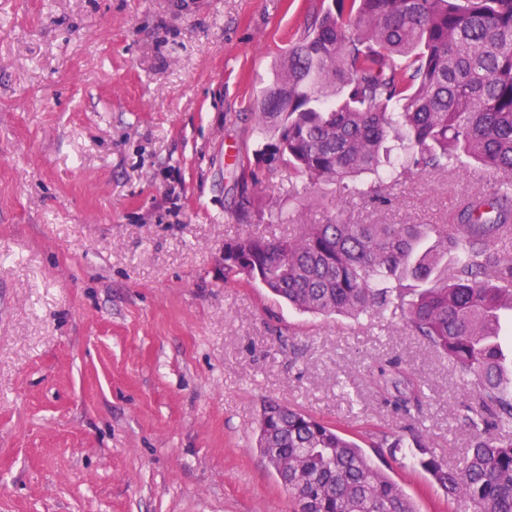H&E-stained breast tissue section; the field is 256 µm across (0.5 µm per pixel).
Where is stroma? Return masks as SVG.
Returning <instances> with one entry per match:
<instances>
[{"label": "stroma", "mask_w": 512, "mask_h": 512, "mask_svg": "<svg viewBox=\"0 0 512 512\" xmlns=\"http://www.w3.org/2000/svg\"><path fill=\"white\" fill-rule=\"evenodd\" d=\"M320 0H0V512H292L257 446L277 401L347 429L417 512H460L417 463L376 449L410 419L378 366L425 393L421 426L455 465L469 390L385 317L304 314L224 279L243 118ZM302 224H447L494 187L430 170L384 202L260 169ZM389 369H387L384 366H380L377 373L376 378V384L377 385H387L389 382V376L398 375L402 379L397 381H392L394 383V386L397 388L398 384H401V381L406 385L408 391L406 392H398L399 395L396 397L395 400L390 401L391 404L396 408H404L408 409V403L413 400L416 402L418 406V410L420 411L422 408L421 404V398L423 397L424 393L421 389L420 384H418L417 381L414 380V378L403 371H400L397 366L393 365L392 363H389L388 365Z\"/></svg>", "instance_id": "stroma-1"}]
</instances>
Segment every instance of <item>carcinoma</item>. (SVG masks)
Wrapping results in <instances>:
<instances>
[{
    "label": "carcinoma",
    "instance_id": "1",
    "mask_svg": "<svg viewBox=\"0 0 512 512\" xmlns=\"http://www.w3.org/2000/svg\"><path fill=\"white\" fill-rule=\"evenodd\" d=\"M257 164L284 166L335 205L332 185L371 200L429 169L477 163L503 179L452 224H303L294 237L245 233L224 243V281L258 283L295 309L405 328L447 355L471 390L473 446L458 466L410 440L421 467L464 512H512V0H332L280 59L248 113ZM258 174L240 162L236 222L275 218L256 203ZM454 253L448 263V253ZM391 404H421L414 378ZM258 445L289 496L313 512H416L338 426L272 401Z\"/></svg>",
    "mask_w": 512,
    "mask_h": 512
}]
</instances>
